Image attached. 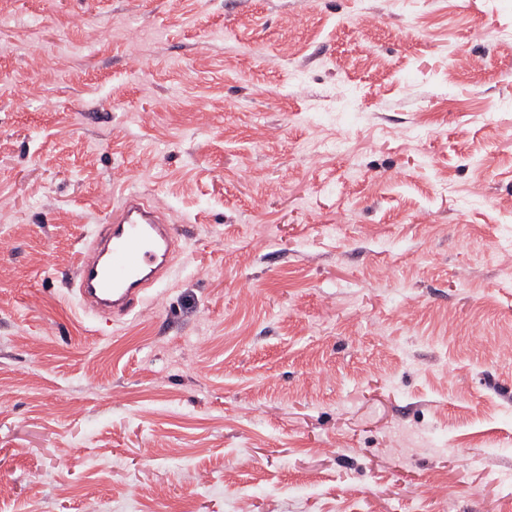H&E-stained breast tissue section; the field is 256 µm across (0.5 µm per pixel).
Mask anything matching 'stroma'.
<instances>
[{"mask_svg":"<svg viewBox=\"0 0 512 512\" xmlns=\"http://www.w3.org/2000/svg\"><path fill=\"white\" fill-rule=\"evenodd\" d=\"M1 237L0 512H512V0H0ZM120 200L74 269L72 283L87 307L123 317L140 310L145 288L168 271L178 237L165 213L141 193L128 192Z\"/></svg>","mask_w":512,"mask_h":512,"instance_id":"1","label":"stroma"}]
</instances>
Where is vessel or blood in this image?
Returning a JSON list of instances; mask_svg holds the SVG:
<instances>
[{
	"instance_id": "obj_1",
	"label": "vessel or blood",
	"mask_w": 512,
	"mask_h": 512,
	"mask_svg": "<svg viewBox=\"0 0 512 512\" xmlns=\"http://www.w3.org/2000/svg\"><path fill=\"white\" fill-rule=\"evenodd\" d=\"M177 244L175 228L160 209L142 194H124L74 269L73 283L90 309L103 301L113 315L134 314L145 289L167 272Z\"/></svg>"
}]
</instances>
